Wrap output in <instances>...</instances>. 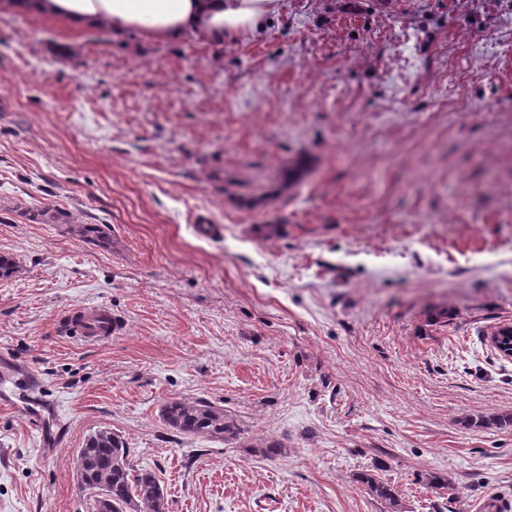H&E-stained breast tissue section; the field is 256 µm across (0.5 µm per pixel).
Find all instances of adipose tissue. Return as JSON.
Returning <instances> with one entry per match:
<instances>
[{"mask_svg": "<svg viewBox=\"0 0 512 512\" xmlns=\"http://www.w3.org/2000/svg\"><path fill=\"white\" fill-rule=\"evenodd\" d=\"M282 8L283 0H0L4 13L36 12L116 38L174 45L192 36L216 47L262 34Z\"/></svg>", "mask_w": 512, "mask_h": 512, "instance_id": "1", "label": "adipose tissue"}]
</instances>
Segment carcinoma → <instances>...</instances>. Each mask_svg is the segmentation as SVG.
<instances>
[{"mask_svg":"<svg viewBox=\"0 0 512 512\" xmlns=\"http://www.w3.org/2000/svg\"><path fill=\"white\" fill-rule=\"evenodd\" d=\"M161 416L170 429L183 436L224 440L237 433L224 409L208 401L173 399L163 405ZM129 456L121 436L107 430L90 436L78 450L76 471L86 475L94 510L102 512L98 507L102 491L112 498V512H168L158 478L150 471L135 469ZM361 482L372 496L396 505L397 491L391 483L371 474L361 476Z\"/></svg>","mask_w":512,"mask_h":512,"instance_id":"obj_1","label":"carcinoma"}]
</instances>
